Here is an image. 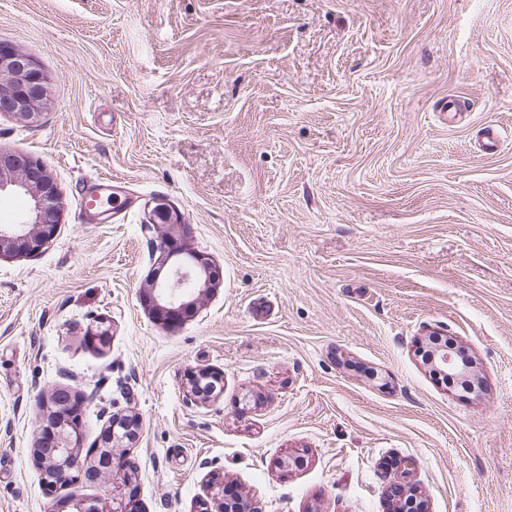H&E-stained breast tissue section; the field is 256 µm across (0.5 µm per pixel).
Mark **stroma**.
<instances>
[{
    "label": "stroma",
    "mask_w": 512,
    "mask_h": 512,
    "mask_svg": "<svg viewBox=\"0 0 512 512\" xmlns=\"http://www.w3.org/2000/svg\"><path fill=\"white\" fill-rule=\"evenodd\" d=\"M0 43L51 78L0 148L37 157L61 208L38 255L0 258V512L105 496L43 485L58 385L86 398L84 448L138 416L143 512L228 486L254 512H391L398 484L428 512H512V0H0ZM107 177L123 204L89 219ZM160 200L223 275L176 326L141 302ZM434 335L481 391L423 363Z\"/></svg>",
    "instance_id": "35a3bbf8"
}]
</instances>
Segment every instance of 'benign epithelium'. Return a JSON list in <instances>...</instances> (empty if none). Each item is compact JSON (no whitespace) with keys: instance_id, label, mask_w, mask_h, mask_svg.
I'll list each match as a JSON object with an SVG mask.
<instances>
[{"instance_id":"benign-epithelium-1","label":"benign epithelium","mask_w":512,"mask_h":512,"mask_svg":"<svg viewBox=\"0 0 512 512\" xmlns=\"http://www.w3.org/2000/svg\"><path fill=\"white\" fill-rule=\"evenodd\" d=\"M50 77L36 61L20 49L0 44V115H7L23 126L40 121L48 99ZM23 193L30 198L26 214L12 224L0 225V257H33L54 236L60 222V197L57 184L47 168L20 149H0V195ZM150 223L163 228L155 247L156 266L148 276L142 293L145 306L158 319L175 325L193 315L207 295L219 286L222 273L214 261L199 252H187L186 231L180 212L166 203H156ZM427 363L475 386L473 360L465 351L446 345L431 350ZM218 377L202 368L188 375L191 394L204 395L202 385ZM48 411L39 424V437L32 456L49 490L70 481L95 484L117 478L126 491L110 494L108 508L78 495L57 499L52 512H141L134 485L117 447L133 440L139 422L134 417H116L102 433L97 445L81 454L83 442L84 396L70 386H56L46 395ZM84 459H79V456Z\"/></svg>"}]
</instances>
